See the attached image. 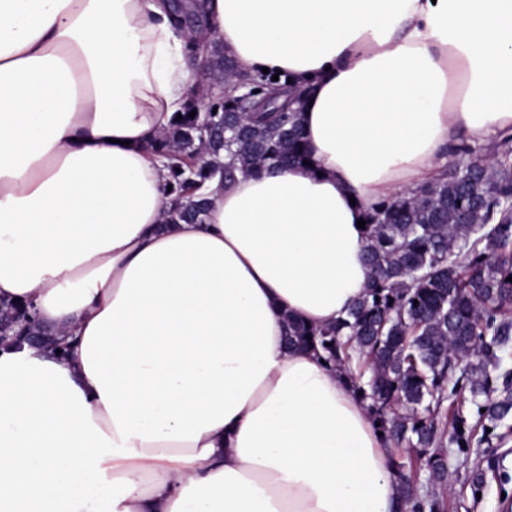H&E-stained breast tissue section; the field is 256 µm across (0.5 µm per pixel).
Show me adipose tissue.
<instances>
[{
    "mask_svg": "<svg viewBox=\"0 0 512 512\" xmlns=\"http://www.w3.org/2000/svg\"><path fill=\"white\" fill-rule=\"evenodd\" d=\"M206 8L199 57L306 89L313 162L168 224L148 145L219 84L169 0H0V299L68 344L0 348V512L401 510L365 403L287 321L364 291L367 206L512 133V0Z\"/></svg>",
    "mask_w": 512,
    "mask_h": 512,
    "instance_id": "ef3b65f1",
    "label": "adipose tissue"
}]
</instances>
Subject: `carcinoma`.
I'll list each match as a JSON object with an SVG mask.
<instances>
[{"label": "carcinoma", "mask_w": 512, "mask_h": 512, "mask_svg": "<svg viewBox=\"0 0 512 512\" xmlns=\"http://www.w3.org/2000/svg\"><path fill=\"white\" fill-rule=\"evenodd\" d=\"M211 68L235 83L236 64L221 51ZM256 81L269 99L295 91L270 74ZM181 116L150 144L170 171L168 224L202 222L210 200L201 190L217 176L228 184L238 172L310 160L298 112H246L233 91H194ZM453 157L451 175L370 207L371 280L344 319L320 328L288 321V344L346 371L386 439L429 454L439 485L448 442L464 452L512 413V136L491 150L463 142ZM354 362L367 363L369 377ZM391 468L404 512L444 509L439 496L417 494L398 463Z\"/></svg>", "instance_id": "carcinoma-1"}]
</instances>
